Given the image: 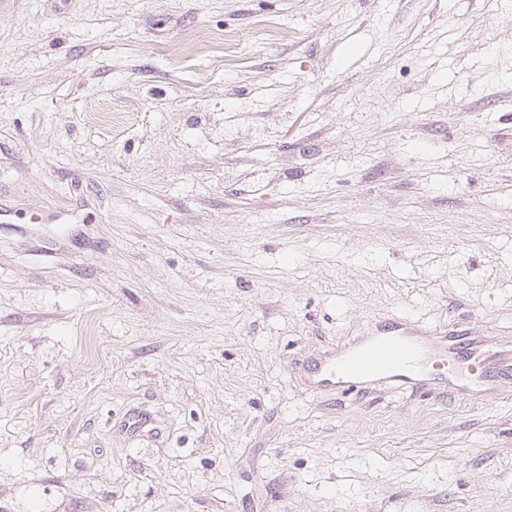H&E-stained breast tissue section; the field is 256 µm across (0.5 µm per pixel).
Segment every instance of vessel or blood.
Instances as JSON below:
<instances>
[{
  "instance_id": "vessel-or-blood-1",
  "label": "vessel or blood",
  "mask_w": 512,
  "mask_h": 512,
  "mask_svg": "<svg viewBox=\"0 0 512 512\" xmlns=\"http://www.w3.org/2000/svg\"><path fill=\"white\" fill-rule=\"evenodd\" d=\"M433 355L447 359V373L427 370ZM307 370L317 393L387 384L414 390L431 383L454 398L493 400L499 380L512 377V346L463 331L431 333L399 321L310 361Z\"/></svg>"
}]
</instances>
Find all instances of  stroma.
<instances>
[{
  "instance_id": "1",
  "label": "stroma",
  "mask_w": 512,
  "mask_h": 512,
  "mask_svg": "<svg viewBox=\"0 0 512 512\" xmlns=\"http://www.w3.org/2000/svg\"><path fill=\"white\" fill-rule=\"evenodd\" d=\"M0 207V512H512V379L298 368L512 342V0H10ZM432 355L448 359V375L425 368ZM307 370L316 393L387 384L415 390L431 382L454 398L493 400L502 398L499 380L512 377V348L463 331L431 333L399 321L310 361Z\"/></svg>"
}]
</instances>
